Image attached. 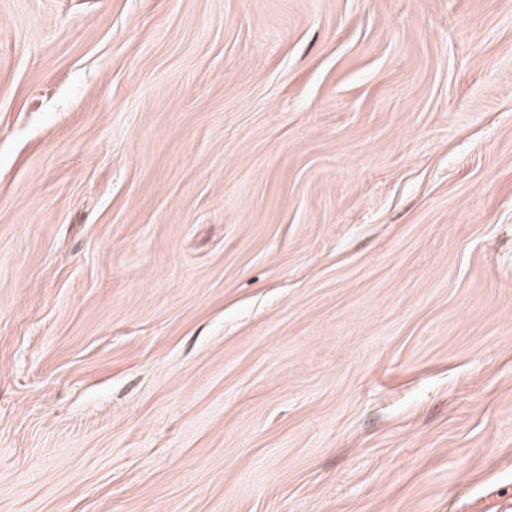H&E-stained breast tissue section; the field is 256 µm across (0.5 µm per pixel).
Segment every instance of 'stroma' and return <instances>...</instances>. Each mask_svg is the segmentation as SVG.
Instances as JSON below:
<instances>
[{"label": "stroma", "instance_id": "obj_1", "mask_svg": "<svg viewBox=\"0 0 512 512\" xmlns=\"http://www.w3.org/2000/svg\"><path fill=\"white\" fill-rule=\"evenodd\" d=\"M0 512H512V0H0Z\"/></svg>", "mask_w": 512, "mask_h": 512}]
</instances>
